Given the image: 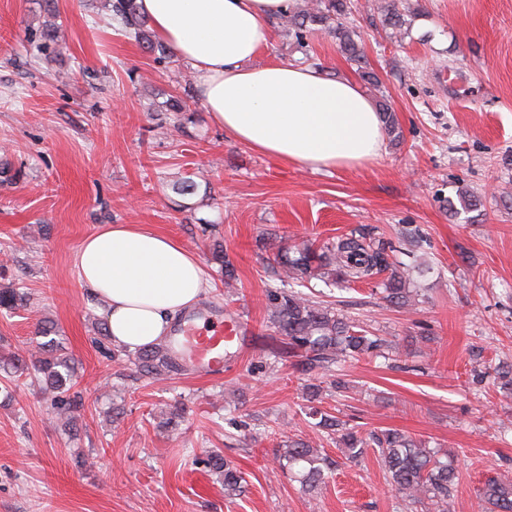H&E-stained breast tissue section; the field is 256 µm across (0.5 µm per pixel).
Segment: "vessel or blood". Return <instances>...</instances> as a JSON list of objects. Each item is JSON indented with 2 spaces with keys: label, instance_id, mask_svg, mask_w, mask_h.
<instances>
[{
  "label": "vessel or blood",
  "instance_id": "vessel-or-blood-1",
  "mask_svg": "<svg viewBox=\"0 0 512 512\" xmlns=\"http://www.w3.org/2000/svg\"><path fill=\"white\" fill-rule=\"evenodd\" d=\"M243 326L218 318L207 328L189 324L178 332L184 348L203 370L214 375L224 371V351L232 345L242 344Z\"/></svg>",
  "mask_w": 512,
  "mask_h": 512
}]
</instances>
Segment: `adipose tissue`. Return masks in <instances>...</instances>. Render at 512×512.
<instances>
[{
    "mask_svg": "<svg viewBox=\"0 0 512 512\" xmlns=\"http://www.w3.org/2000/svg\"><path fill=\"white\" fill-rule=\"evenodd\" d=\"M289 0H138L157 39L194 74L214 124L264 154L312 170L380 158L384 131L373 101L350 79L282 60L256 64ZM76 276L101 306L113 343L165 340L208 281L178 240L145 224H104L81 242Z\"/></svg>",
    "mask_w": 512,
    "mask_h": 512,
    "instance_id": "obj_1",
    "label": "adipose tissue"
}]
</instances>
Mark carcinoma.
Wrapping results in <instances>:
<instances>
[{"instance_id":"1","label":"carcinoma","mask_w":512,"mask_h":512,"mask_svg":"<svg viewBox=\"0 0 512 512\" xmlns=\"http://www.w3.org/2000/svg\"><path fill=\"white\" fill-rule=\"evenodd\" d=\"M111 8L126 37L153 52L167 53L164 45L152 40L147 21L140 14L136 0H112ZM351 9V0H319L316 6L292 16L294 36L301 47L305 45L307 34L313 31H322L335 38L345 58L358 67L363 79L376 85V75L367 70L362 36L348 25ZM381 16L386 26L392 29L400 30L407 24L395 0H388L381 7ZM379 111L388 134L400 137L391 105L382 100ZM212 255L224 269V287H235V268L224 254V245L214 242ZM274 263L273 272L284 282L312 279L353 282L386 272L388 276L381 283L383 298L400 308L411 309L416 305L417 292L410 288L409 275L388 261L384 244L380 242L371 245L353 235L340 237L318 248L305 245L296 249L292 257H276ZM23 300L24 297L14 289L0 290V307L6 310L22 306ZM268 323L288 338V352L305 353L308 368L325 375L332 374L333 367L361 356L384 357L389 348L385 339L355 329L344 314L300 293L282 291L271 295ZM37 334L44 338L38 343V356L27 363L13 354L7 357L0 355V363L15 368L29 365L42 374L43 390L48 395L51 409L57 415L69 418L78 408L77 401L70 396L74 386L71 358L62 342L53 338L56 331L52 324L42 323ZM134 361L140 371L154 378L182 368V359L170 337L148 350L136 352ZM493 372L500 388L512 395V364L500 363L493 367ZM319 425L327 433L336 435L345 456L351 459L362 457L371 446L377 448L385 474L404 502L411 505L427 497L436 506L437 512H445L456 474L450 461L442 459L438 452L422 446L412 436L397 429L372 433L365 438L347 426L346 422L325 413L320 415ZM281 457L288 461L291 468L303 466L301 481L311 488L323 483L325 471L331 465L318 449L303 440L288 441ZM207 464L224 475V491L233 494L240 491L245 483L243 473L224 459L220 452H211ZM479 500L483 512H512V483L488 479L481 489Z\"/></svg>"}]
</instances>
